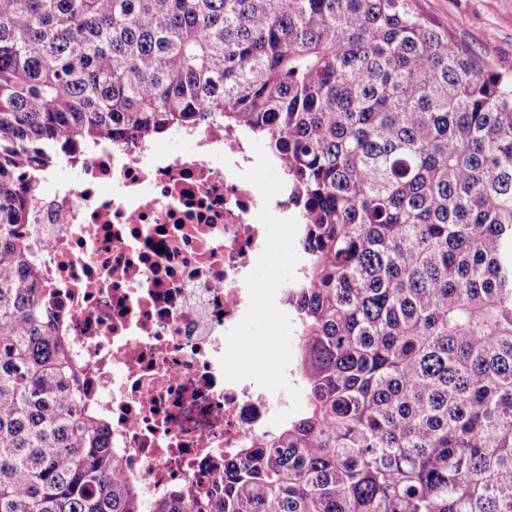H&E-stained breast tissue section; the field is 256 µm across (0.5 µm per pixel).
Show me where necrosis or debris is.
<instances>
[{"mask_svg":"<svg viewBox=\"0 0 512 512\" xmlns=\"http://www.w3.org/2000/svg\"><path fill=\"white\" fill-rule=\"evenodd\" d=\"M178 135L189 152L97 142L77 179L34 197L26 226L84 389L149 502L177 482L210 486L288 411L242 361L266 295L253 269L274 261L267 227L284 223L288 191L254 180L264 164L240 130Z\"/></svg>","mask_w":512,"mask_h":512,"instance_id":"1","label":"necrosis or debris"}]
</instances>
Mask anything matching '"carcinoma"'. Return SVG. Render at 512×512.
Masks as SVG:
<instances>
[{
    "instance_id": "carcinoma-1",
    "label": "carcinoma",
    "mask_w": 512,
    "mask_h": 512,
    "mask_svg": "<svg viewBox=\"0 0 512 512\" xmlns=\"http://www.w3.org/2000/svg\"><path fill=\"white\" fill-rule=\"evenodd\" d=\"M218 124L299 208L303 410L148 504L24 224L80 147ZM0 512H512V74L421 0H0Z\"/></svg>"
}]
</instances>
